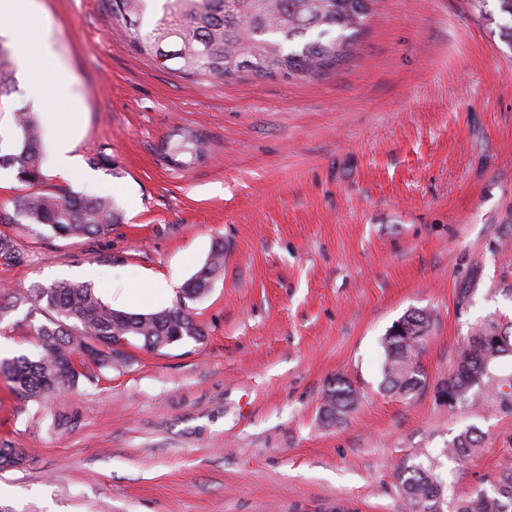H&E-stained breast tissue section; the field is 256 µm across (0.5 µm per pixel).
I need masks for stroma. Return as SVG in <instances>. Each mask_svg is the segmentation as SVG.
<instances>
[{
  "label": "stroma",
  "instance_id": "1",
  "mask_svg": "<svg viewBox=\"0 0 512 512\" xmlns=\"http://www.w3.org/2000/svg\"><path fill=\"white\" fill-rule=\"evenodd\" d=\"M15 42L50 28L39 70L14 66L0 150L18 142L27 84L57 68L71 103L40 118L43 193L114 199L122 224L92 241L9 223L26 193L0 168V233L25 254L0 288L91 283L128 312L158 310L215 241L224 268L189 302L202 330L97 384L36 404L0 374V512H419L396 477L423 464L459 499L494 491L512 460V398L437 390L473 327L512 319V45L498 0H383L354 54L309 78L188 77L136 52L109 0H37ZM196 156L164 159L178 131ZM71 137L79 173L56 172ZM113 264H104L105 256ZM432 315L411 396L381 388V339L407 311ZM24 310L0 319L6 356L32 354ZM357 401L327 422L329 388ZM473 431L477 451L442 455Z\"/></svg>",
  "mask_w": 512,
  "mask_h": 512
}]
</instances>
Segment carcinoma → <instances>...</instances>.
Instances as JSON below:
<instances>
[{
  "label": "carcinoma",
  "instance_id": "carcinoma-1",
  "mask_svg": "<svg viewBox=\"0 0 512 512\" xmlns=\"http://www.w3.org/2000/svg\"><path fill=\"white\" fill-rule=\"evenodd\" d=\"M111 11L133 28L132 46L164 68L187 76L237 78L315 77L337 67L352 55L356 35L376 10L380 0H155L160 17L146 24L148 0H110ZM21 140L9 153H0V168L16 170L28 187L43 182L41 130L31 112L17 113ZM197 151V140L182 135L168 142V158ZM16 216L29 224L45 225L68 238H93L112 232L122 222L120 209L109 197L86 194L53 196L29 192L14 200ZM0 260L17 264L23 253L15 240L0 235ZM224 266V245L216 243L205 266L188 280L182 299L174 306L150 313H131L104 304L89 284L67 280L36 284L25 294H10L0 302V316L29 304L45 321L33 326L37 353L0 359V372L10 376L26 399L37 404L48 396L66 394L80 380L93 384L127 360L113 343L139 341L159 351L185 339L202 336L186 300L204 295ZM431 317L411 314L413 336L385 334L382 339L384 389L406 397L424 387L425 379L414 352L428 334ZM512 354V321L489 322L473 329L457 352L445 384L460 405L471 390H501L491 374V364ZM324 417L341 421L355 402L347 385L328 391ZM472 432L461 433L446 452L466 457L476 452ZM405 496L421 512H507L503 499L512 502V464L501 467L495 494L478 490L465 499L448 498L445 487L420 465L401 471Z\"/></svg>",
  "mask_w": 512,
  "mask_h": 512
}]
</instances>
